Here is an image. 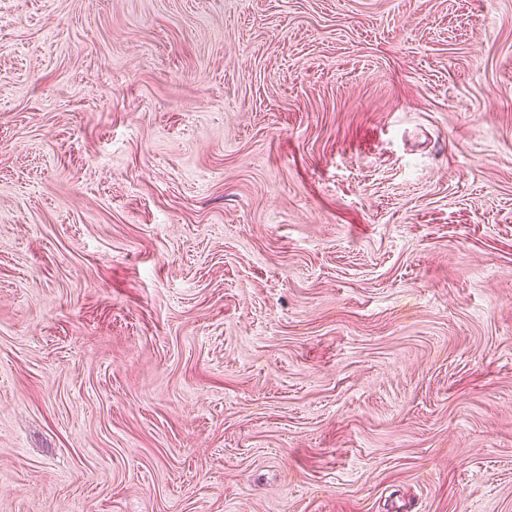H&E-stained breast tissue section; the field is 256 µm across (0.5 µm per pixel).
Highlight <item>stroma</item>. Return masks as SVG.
<instances>
[{"mask_svg": "<svg viewBox=\"0 0 512 512\" xmlns=\"http://www.w3.org/2000/svg\"><path fill=\"white\" fill-rule=\"evenodd\" d=\"M0 512H512V0H0Z\"/></svg>", "mask_w": 512, "mask_h": 512, "instance_id": "35a3bbf8", "label": "stroma"}]
</instances>
